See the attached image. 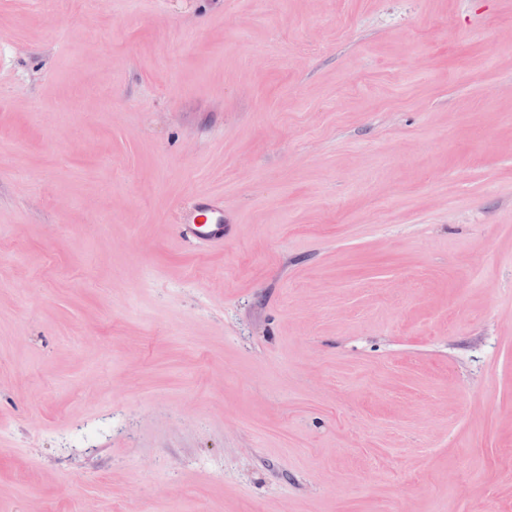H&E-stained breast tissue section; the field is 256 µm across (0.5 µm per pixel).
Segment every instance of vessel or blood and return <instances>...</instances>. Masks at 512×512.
I'll return each mask as SVG.
<instances>
[{"instance_id": "vessel-or-blood-1", "label": "vessel or blood", "mask_w": 512, "mask_h": 512, "mask_svg": "<svg viewBox=\"0 0 512 512\" xmlns=\"http://www.w3.org/2000/svg\"><path fill=\"white\" fill-rule=\"evenodd\" d=\"M177 232L187 243L207 250L223 249L227 235L223 199L197 195L190 206L180 208Z\"/></svg>"}]
</instances>
